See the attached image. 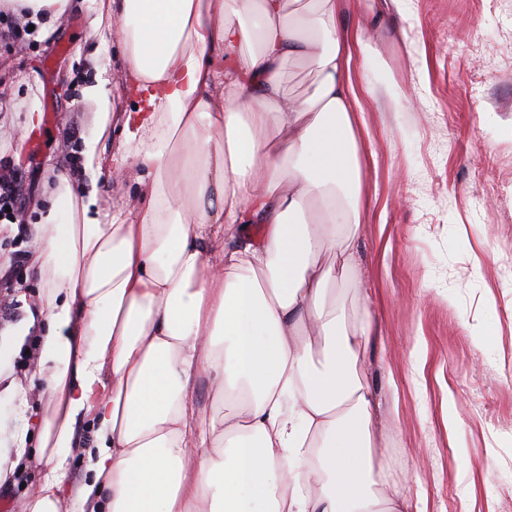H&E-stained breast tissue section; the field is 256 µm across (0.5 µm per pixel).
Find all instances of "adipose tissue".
I'll return each instance as SVG.
<instances>
[{
	"label": "adipose tissue",
	"instance_id": "obj_1",
	"mask_svg": "<svg viewBox=\"0 0 512 512\" xmlns=\"http://www.w3.org/2000/svg\"><path fill=\"white\" fill-rule=\"evenodd\" d=\"M342 9L111 0V25L93 20L132 85L112 176L138 172L135 206L101 214L67 169L45 189L32 262L49 275L33 311L47 325L49 411L41 476L16 512H62L68 498L80 512H403L372 453V322L329 305L321 262L335 250L351 261L357 244L350 65L376 55L368 35L338 28ZM295 59L318 70L306 99L281 89ZM83 94L97 110L81 178L95 185L112 98L101 78ZM202 375L207 408L193 396ZM27 437L26 423H0V481Z\"/></svg>",
	"mask_w": 512,
	"mask_h": 512
}]
</instances>
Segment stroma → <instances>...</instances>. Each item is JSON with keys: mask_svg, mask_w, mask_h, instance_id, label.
Here are the masks:
<instances>
[{"mask_svg": "<svg viewBox=\"0 0 512 512\" xmlns=\"http://www.w3.org/2000/svg\"><path fill=\"white\" fill-rule=\"evenodd\" d=\"M98 16L109 18V0H73L24 48L0 40V158L27 160L21 193L34 216L51 170L91 132L83 85L107 81L108 139L130 107L121 46L100 43ZM337 23L365 28L379 58H353L350 70L362 107L356 265L321 261L337 305L373 323L366 383L385 487L406 512H512V0H351ZM98 163V208H126L135 181L113 179L111 153ZM17 245L26 283L0 302V336L45 288L31 225L0 226V256ZM44 334L32 326L0 373V415L13 417L5 389L20 384L34 448L48 407L36 376Z\"/></svg>", "mask_w": 512, "mask_h": 512, "instance_id": "obj_1", "label": "stroma"}]
</instances>
